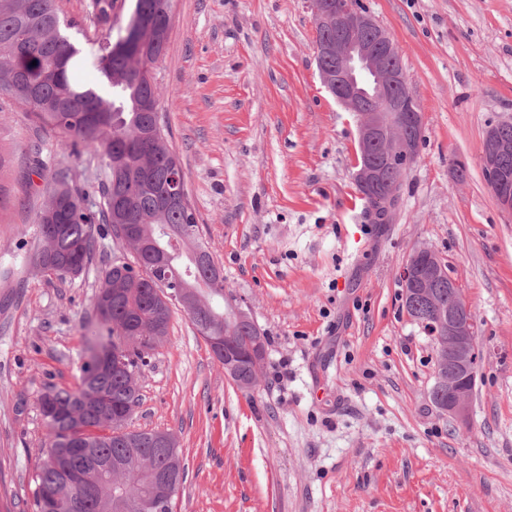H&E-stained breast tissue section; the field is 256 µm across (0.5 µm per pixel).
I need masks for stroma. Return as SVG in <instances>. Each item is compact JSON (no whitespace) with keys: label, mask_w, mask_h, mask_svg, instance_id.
<instances>
[{"label":"stroma","mask_w":512,"mask_h":512,"mask_svg":"<svg viewBox=\"0 0 512 512\" xmlns=\"http://www.w3.org/2000/svg\"><path fill=\"white\" fill-rule=\"evenodd\" d=\"M91 2L59 0L82 46L103 31ZM360 4L423 113L383 224L353 180L356 119L318 76L309 0H173L160 120L224 294L269 338L243 392L177 309L137 371L129 429L174 433L186 464L173 512H512V213L481 164L487 130L512 121V0ZM35 139L22 108L0 105V512H32L39 399L77 387L98 274L131 254L104 224L79 277L32 264L48 200L43 180L21 184ZM46 147L99 210L97 160ZM419 245L478 324L463 422L431 402L433 341L403 306L399 270Z\"/></svg>","instance_id":"stroma-1"}]
</instances>
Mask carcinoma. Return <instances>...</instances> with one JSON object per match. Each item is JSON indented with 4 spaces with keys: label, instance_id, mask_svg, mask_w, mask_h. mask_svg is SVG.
Returning <instances> with one entry per match:
<instances>
[{
    "label": "carcinoma",
    "instance_id": "cac0c4a2",
    "mask_svg": "<svg viewBox=\"0 0 512 512\" xmlns=\"http://www.w3.org/2000/svg\"><path fill=\"white\" fill-rule=\"evenodd\" d=\"M57 0H0V99L22 107L41 137L68 143L73 153L100 159L99 176L104 208L94 212L78 202L84 192L68 183V170L48 172L38 159L31 174L53 184L48 203L35 214L36 232L45 247L32 262L52 278L70 274L57 265L75 244L80 271L90 263L94 224H115L111 189L116 175L113 145L129 141L131 165L142 155L151 167L127 182L129 206L125 222L137 225L152 237L164 253L161 262L147 259L126 262L117 257L102 271L93 307L98 329L85 337L80 379L75 390H56L40 398L45 423V455L33 476V512L43 504H56V512H116L118 498L133 500L147 492L151 473L161 467L172 470L182 486L185 467L181 449L162 448L156 431L127 429V419H102L103 403L112 413L140 400L133 377L136 369L168 335L169 324L156 331L152 315L157 296H172L178 285L196 289L200 304L185 311L202 337L224 329V280L211 279L195 268L192 255L205 248L194 211L161 210L155 194L143 182L165 180L174 153L166 144L158 112L159 93L150 85L146 69L132 64L119 41L121 31L141 12L173 10L169 0H135L124 18L114 13L115 0H93L97 19L107 27L98 44L84 49L65 33L74 24L61 15ZM92 69L97 81L85 84L79 73ZM267 347L268 338L253 324H242L229 337L230 349L243 356L255 344ZM115 350L127 361L128 371L115 372L97 361L96 352ZM74 448H91L102 459L129 456L119 474L85 470L84 457Z\"/></svg>",
    "mask_w": 512,
    "mask_h": 512
}]
</instances>
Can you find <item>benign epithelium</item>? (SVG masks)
Returning <instances> with one entry per match:
<instances>
[{
	"mask_svg": "<svg viewBox=\"0 0 512 512\" xmlns=\"http://www.w3.org/2000/svg\"><path fill=\"white\" fill-rule=\"evenodd\" d=\"M316 27L336 32V38L316 45V65L319 78L326 90L348 111L356 115L360 157L354 180L364 190L375 187L382 179L383 170L391 168L404 172L417 155L423 116L411 93L402 63L389 32L377 19L363 10L358 0H310ZM170 21L163 15L143 14L132 28L133 35L127 48L142 59L148 47L165 45ZM369 98L373 106H364ZM512 151V145L503 141L490 129L482 144L481 162L489 175L488 185L499 205L512 212V174L502 168V158ZM399 181L389 183L384 195L376 198L373 213L387 216L395 205ZM163 202L182 209L190 208L184 190V172L174 166L167 180L159 188ZM120 238L132 246L139 257H157L155 243L140 235L133 226L120 229ZM445 269L440 257L428 246H419L409 255L400 269L399 278L404 290H411L428 303H436L431 285L443 276ZM428 330L444 343L441 354L447 370L437 376L431 401L443 413L460 421L467 420L470 402L480 361L477 324L474 313L460 288L448 279V308H439L437 321ZM227 337H207L214 358L231 372L236 366L227 352ZM448 392V401L440 402L436 393ZM172 495L170 471L158 469L153 473L150 492L135 503L119 501L120 512L131 507L149 512L159 502H167Z\"/></svg>",
	"mask_w": 512,
	"mask_h": 512,
	"instance_id": "7a95c632",
	"label": "benign epithelium"
}]
</instances>
